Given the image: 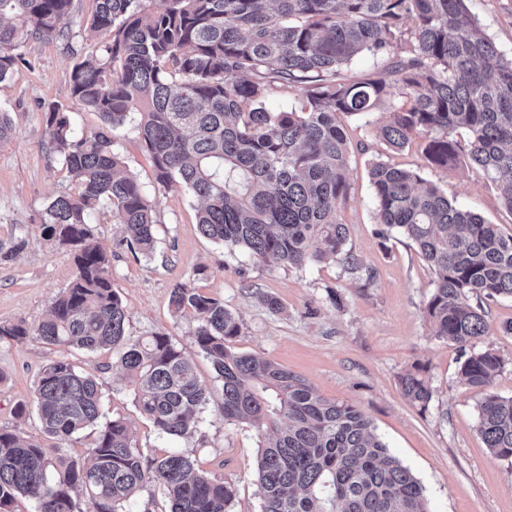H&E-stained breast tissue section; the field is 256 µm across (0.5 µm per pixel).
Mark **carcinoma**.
<instances>
[{"label": "carcinoma", "mask_w": 512, "mask_h": 512, "mask_svg": "<svg viewBox=\"0 0 512 512\" xmlns=\"http://www.w3.org/2000/svg\"><path fill=\"white\" fill-rule=\"evenodd\" d=\"M146 2L96 0L87 22L99 41L74 65L70 93L105 129L77 136L60 106L46 112L51 150L75 191L54 198L39 223L47 239L71 248L76 275L49 317L0 325V338L112 350L140 412L159 436L180 438L209 401L207 388L168 335L127 337L107 253L89 227L106 203L130 246L154 249V210L107 130L139 116L156 183L198 198L204 237L300 268L343 253L347 229L336 211L350 190L348 121L383 104L378 133L390 147L418 138L426 162L445 170L464 158L503 186L512 212V58L463 34L473 26L465 0H164L156 11ZM70 4L0 0V81L23 61L18 49L28 38L70 39ZM362 55L383 69L348 74ZM285 93L297 106L270 110L269 99ZM459 130L466 140L455 138ZM370 176L377 223L411 239L434 272L424 308L433 336L475 348L488 330L482 303L512 297V235L411 171L379 161ZM172 305L194 313L193 341L223 383L224 421L267 438L257 464L261 512H427L420 482L361 410L235 351L240 326L224 301L182 284ZM502 365L493 351H474L460 376L486 390L479 433L497 458L512 461V398L488 390ZM424 373L416 365L400 377L403 397L422 410L432 399ZM33 406L53 438L93 434L88 461L0 430V512L19 495L37 512H77V492L89 512H132L148 486L162 491L169 512H228L230 482L198 471L184 453L140 447L123 418L104 419L95 376L67 359L43 367Z\"/></svg>", "instance_id": "cac0c4a2"}]
</instances>
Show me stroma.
Masks as SVG:
<instances>
[{
    "label": "stroma",
    "instance_id": "obj_1",
    "mask_svg": "<svg viewBox=\"0 0 512 512\" xmlns=\"http://www.w3.org/2000/svg\"><path fill=\"white\" fill-rule=\"evenodd\" d=\"M466 6L479 32L511 58L512 0H467ZM94 10V0H72L71 42L28 39L20 48L23 63L0 82V110L9 112L15 125L13 140L0 145L2 325L38 323L75 276L69 251L46 240L37 222L39 213L72 187L50 149L44 113L60 105L79 136L103 126L98 113L86 111L69 94L74 65L92 51L85 24ZM385 113L378 108L348 126L351 190L336 219L347 227L350 265L328 258L288 268L206 239L197 226L196 198L184 186L156 183L133 123L114 130V149L142 185L156 221L155 250L146 256L128 245L108 206L91 219L110 259L112 286L127 309L126 334L133 340L168 334L195 363L209 401L192 437L161 438L120 381L111 351H63L33 337L5 338L0 340V428L85 460V442L49 437L34 411L15 413L18 404L31 403L41 369L65 356L96 377L105 415L124 418L140 447L158 455H189L198 470L232 482L229 512H260L255 473L263 436L252 426L225 423L222 383L191 336L194 316L175 313L171 305L173 289L191 283L223 300L238 319L236 351L271 360L323 397L347 401L368 416L391 454L423 486L429 512H512V463L494 456L478 432L484 392L459 379L466 351L433 336L424 307L434 291V273L412 241L377 223L369 171L379 161L412 171L507 235H512V211L501 203V188L467 163L446 171L426 163L419 143L398 150L387 146L376 134ZM264 294L278 300L279 312L266 308ZM484 308L488 332L480 347L503 360L491 390L511 398L512 333L503 326L512 322V298ZM418 363L427 365L432 391L424 411L400 390L401 375Z\"/></svg>",
    "mask_w": 512,
    "mask_h": 512
}]
</instances>
